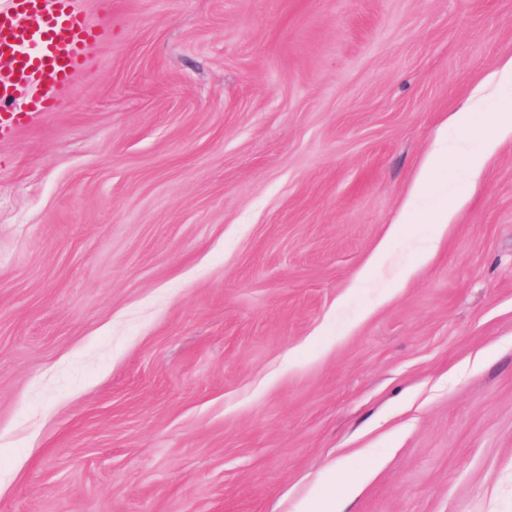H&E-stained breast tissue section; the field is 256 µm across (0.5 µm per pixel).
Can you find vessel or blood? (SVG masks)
I'll return each mask as SVG.
<instances>
[{"label": "vessel or blood", "mask_w": 512, "mask_h": 512, "mask_svg": "<svg viewBox=\"0 0 512 512\" xmlns=\"http://www.w3.org/2000/svg\"><path fill=\"white\" fill-rule=\"evenodd\" d=\"M95 36L75 0H9L0 8V136L23 122L8 108L20 92L35 110L56 109L59 88L84 67Z\"/></svg>", "instance_id": "obj_1"}]
</instances>
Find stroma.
<instances>
[{"label":"stroma","mask_w":512,"mask_h":512,"mask_svg":"<svg viewBox=\"0 0 512 512\" xmlns=\"http://www.w3.org/2000/svg\"><path fill=\"white\" fill-rule=\"evenodd\" d=\"M79 6L0 138V512H299L334 460L343 512H512V139L463 178L512 0ZM458 209V204L452 201L450 204L443 205L439 210L432 213L428 212H413L408 207L402 215L399 224H392L391 231L395 233L401 232L405 224H436V227L441 231H445L448 228V224H451L453 216ZM327 479L336 488V481L340 486L343 493H350L354 491L362 481V476L359 474H351L344 470V468L336 464V461L331 463L327 468Z\"/></svg>","instance_id":"1"}]
</instances>
